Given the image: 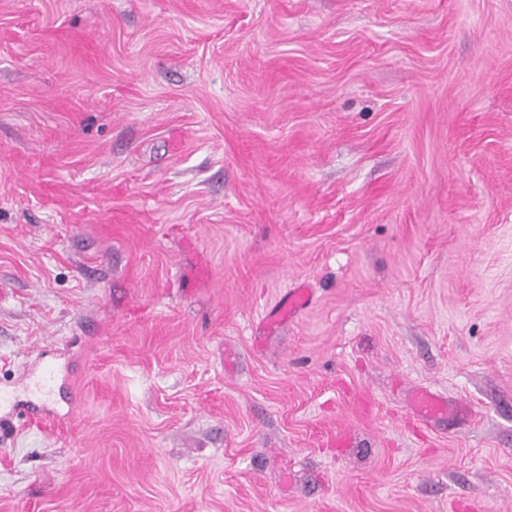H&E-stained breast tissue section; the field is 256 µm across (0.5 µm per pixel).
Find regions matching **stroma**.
<instances>
[{"label":"stroma","instance_id":"1","mask_svg":"<svg viewBox=\"0 0 512 512\" xmlns=\"http://www.w3.org/2000/svg\"><path fill=\"white\" fill-rule=\"evenodd\" d=\"M0 389V512H512V0H0ZM413 406L417 415L426 419L445 418L452 412L448 402L427 390H420L414 395Z\"/></svg>","mask_w":512,"mask_h":512}]
</instances>
